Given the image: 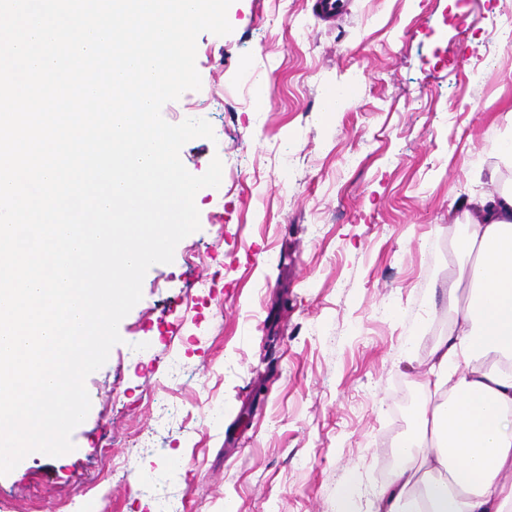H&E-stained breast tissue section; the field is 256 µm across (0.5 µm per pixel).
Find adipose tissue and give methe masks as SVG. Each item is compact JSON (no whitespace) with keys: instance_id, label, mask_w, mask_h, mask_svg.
<instances>
[{"instance_id":"1","label":"adipose tissue","mask_w":512,"mask_h":512,"mask_svg":"<svg viewBox=\"0 0 512 512\" xmlns=\"http://www.w3.org/2000/svg\"><path fill=\"white\" fill-rule=\"evenodd\" d=\"M456 220L467 280L447 284L455 320L373 512H512V189Z\"/></svg>"}]
</instances>
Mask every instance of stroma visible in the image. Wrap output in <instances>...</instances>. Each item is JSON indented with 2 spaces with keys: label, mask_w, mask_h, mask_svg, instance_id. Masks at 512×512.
Returning <instances> with one entry per match:
<instances>
[{
  "label": "stroma",
  "mask_w": 512,
  "mask_h": 512,
  "mask_svg": "<svg viewBox=\"0 0 512 512\" xmlns=\"http://www.w3.org/2000/svg\"><path fill=\"white\" fill-rule=\"evenodd\" d=\"M512 0H233L197 38L208 120L185 168L220 158L200 228L147 271L121 343L86 379L73 451L0 476V512H369L465 276L454 202L512 186ZM343 93L345 107L326 112ZM206 282L197 293V282Z\"/></svg>",
  "instance_id": "35a3bbf8"
}]
</instances>
